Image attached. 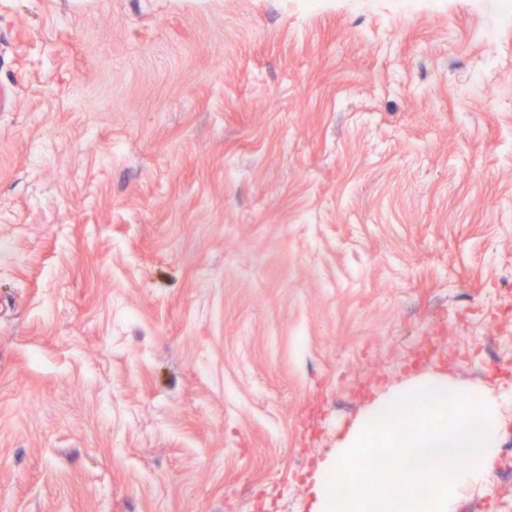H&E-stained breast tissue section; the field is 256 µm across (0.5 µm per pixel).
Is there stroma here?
<instances>
[{
    "mask_svg": "<svg viewBox=\"0 0 512 512\" xmlns=\"http://www.w3.org/2000/svg\"><path fill=\"white\" fill-rule=\"evenodd\" d=\"M0 0V512H312L364 406L509 399L506 0Z\"/></svg>",
    "mask_w": 512,
    "mask_h": 512,
    "instance_id": "35a3bbf8",
    "label": "stroma"
}]
</instances>
